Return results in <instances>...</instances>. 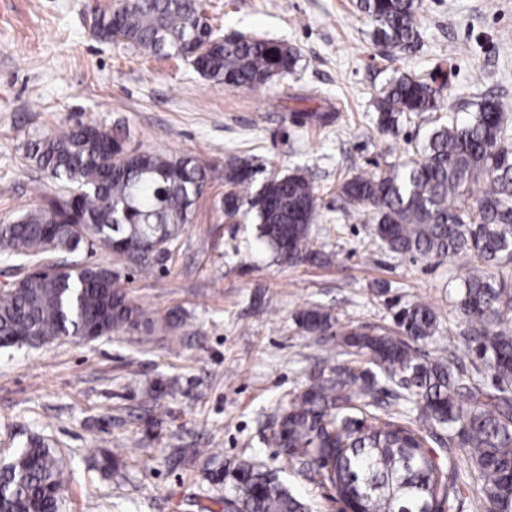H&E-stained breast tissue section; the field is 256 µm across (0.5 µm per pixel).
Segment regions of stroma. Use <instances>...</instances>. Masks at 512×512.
I'll list each match as a JSON object with an SVG mask.
<instances>
[{
  "label": "stroma",
  "mask_w": 512,
  "mask_h": 512,
  "mask_svg": "<svg viewBox=\"0 0 512 512\" xmlns=\"http://www.w3.org/2000/svg\"><path fill=\"white\" fill-rule=\"evenodd\" d=\"M114 2L0 0V224L54 195L26 147L62 126L91 121L130 147L196 158L205 191L153 266L87 243L53 257L115 268L136 305L182 320L0 348V464L44 440L65 463L59 512H199L196 496L232 492L243 462L278 470L311 512H340L332 490L269 440L307 374L346 363L296 313L317 305L342 327H390L421 301L468 366L450 295L473 263L377 248L368 213L345 202L339 183L412 157L436 117L464 120L486 97L512 112V0H422L418 44L393 56L372 44L357 0H201L218 36L283 42L300 55L295 74L231 90L190 60L95 38L90 15ZM400 72L439 89L440 106L384 129L374 98ZM309 112L336 119L316 125L303 121ZM237 157L259 184L304 173L318 198L312 242L330 263L279 264L255 225L225 220L224 167ZM112 455L119 470L104 466Z\"/></svg>",
  "instance_id": "stroma-1"
}]
</instances>
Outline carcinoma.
<instances>
[{"label":"carcinoma","mask_w":512,"mask_h":512,"mask_svg":"<svg viewBox=\"0 0 512 512\" xmlns=\"http://www.w3.org/2000/svg\"><path fill=\"white\" fill-rule=\"evenodd\" d=\"M359 8L383 51L418 43L421 0H359ZM201 11L200 0L120 3L96 14L92 32L168 56L202 47L206 54L191 57L194 67L228 89L258 87L298 67L295 48L244 35L220 38L196 20ZM438 95L408 74L392 78L375 99L380 126L393 127L404 113L435 111ZM27 155L60 191L16 222L0 224V253L22 265L73 252L91 239L147 268L189 223L207 180L196 159L131 150L93 122L34 142ZM254 175L246 161L230 165L224 216L251 213L258 237L282 264L319 259L310 242L314 188L300 174L273 176L264 201ZM480 182L484 192L474 212L467 200ZM339 190L350 204L370 208L380 246L479 263L454 292L478 364L470 370L456 361L452 336L441 356L420 354L415 343L437 331L435 311L422 302L401 309L392 332H339L329 313L303 310L299 326L309 335L336 337L353 365L312 373L279 415L273 444L356 512H455L472 483L483 512H512V281L494 273L512 263V117L486 99L468 122L436 125L414 158L379 174L350 176ZM154 323L107 266L55 267L0 292V337L18 342L47 343L97 329L110 335ZM378 392L420 410L413 419L391 411ZM459 452L471 459L467 479L457 468ZM236 480L234 493L212 499L222 512H306L274 470L244 464ZM63 488L62 462L33 439L0 471V512H58Z\"/></svg>","instance_id":"obj_1"}]
</instances>
